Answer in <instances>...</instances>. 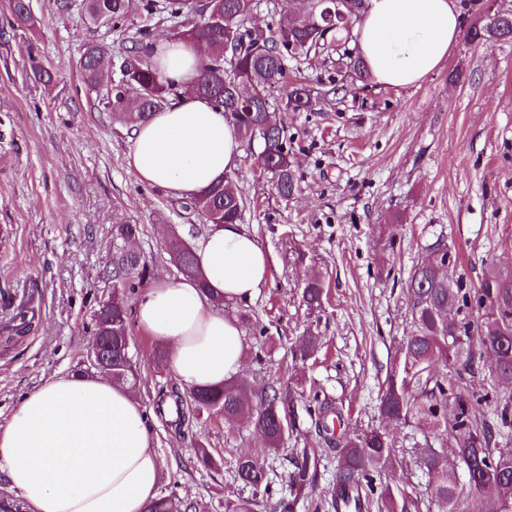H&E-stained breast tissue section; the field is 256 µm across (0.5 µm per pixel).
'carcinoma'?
Returning a JSON list of instances; mask_svg holds the SVG:
<instances>
[{"label":"carcinoma","mask_w":512,"mask_h":512,"mask_svg":"<svg viewBox=\"0 0 512 512\" xmlns=\"http://www.w3.org/2000/svg\"><path fill=\"white\" fill-rule=\"evenodd\" d=\"M139 4L147 24L126 48L125 68L112 82V94L102 99L104 110L114 120L134 125L160 112L180 94V87L168 79L152 60L155 18L171 21L179 27L171 31L175 38H189L205 47L199 62L196 93L224 109L236 125L244 143H258L260 169L271 175L278 195L284 199L294 195L297 182L294 162L288 149L284 128L270 112V90L285 82L287 57L308 56L334 43L346 44L349 31L334 26L318 15L315 20L285 13L270 36L244 27L252 0H86L90 19L103 12L114 28L119 27L134 4ZM13 11L19 25H33L28 0H15ZM489 15L482 25L467 30L471 42L512 39V22L492 32ZM107 57L100 44L86 45L79 67L85 83L95 88L103 78ZM342 67L353 81L371 79L359 56L342 53ZM313 105L312 89L301 82L291 84L283 102L285 110H306ZM183 208L197 213L205 224H235L242 220L244 201L231 181L217 183L202 195L183 203ZM165 247L185 277L196 275L195 255L185 249L184 239L168 237ZM444 258L427 259L416 265L408 278L407 299L413 330L402 346L403 364L390 372L380 388L379 412L397 420L412 418L441 436H450L456 456L463 465L466 481H460L455 465L444 452L435 448L418 449L416 464L429 476L427 499L438 503L443 512H464L465 499L479 504L485 499L498 501L500 512H512V448L495 450V432L479 421L475 409L489 400V393L469 389L462 376L474 361L470 342L478 339L479 347L500 337L507 342L501 351L500 368L491 373L487 384L496 392L501 406L500 421L512 428V266L491 263L479 284L468 286L461 280L450 281L442 269ZM104 275L112 281L114 292L98 303L92 314V336L112 342V365H125L119 371L121 384L136 385L137 367L126 361L130 338L131 308L128 296L145 287L150 271L142 257L117 246L112 249ZM310 308L319 307L323 283L313 276L301 293ZM458 379L448 380V370ZM209 398L197 400L191 389H173L159 393L157 413H174L171 425L176 430L186 418L184 403L199 414L213 408L224 409V420L236 422L247 416L261 433L268 448H281L293 428L291 408L293 394L268 386L260 391L240 379L222 388L206 390ZM318 433L321 441L336 452V484L331 500L322 503L329 512H420L421 500L410 493H394L389 488L376 492L375 482L399 464L394 453L395 437L366 429L360 433L339 435L331 431L343 424L339 406L328 400L315 399ZM320 455L315 448H305L294 459L290 474L291 500L279 503L283 512H293L296 502L308 497L318 481ZM238 479L259 489L266 473L258 459L251 455L238 458Z\"/></svg>","instance_id":"1"}]
</instances>
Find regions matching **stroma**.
<instances>
[{"label": "stroma", "instance_id": "obj_1", "mask_svg": "<svg viewBox=\"0 0 512 512\" xmlns=\"http://www.w3.org/2000/svg\"><path fill=\"white\" fill-rule=\"evenodd\" d=\"M35 30L20 27L11 0H0V425L44 379L82 368L92 339L91 314L112 292L103 269L112 255V227L136 224L133 246L151 284L179 280L164 240L176 230L198 245L210 227L177 199L136 181L127 166L131 131L114 122L88 89L79 60L89 43L120 57L142 24L131 12L123 27L92 22L82 0H29ZM305 0H253L246 28L275 30L283 12L308 11ZM335 50L288 62V74L316 88L311 109L280 107L287 86L271 91L285 127L298 188L277 195L260 171L256 149H244L231 179L245 200L242 224L265 250L269 277L249 300L226 305L249 313L239 375L255 388L291 390L296 425L284 447L267 449L248 420L228 423L200 414L183 433L155 412L163 385L176 384L157 366L156 342L132 327L129 355L139 369L136 397L144 407L162 466V493L225 512L230 500L272 512L288 499L292 458L315 430L313 397L342 404L346 425L396 436L401 465L391 488L424 496L427 477L415 451L442 447L415 421L386 422L377 409L380 383L402 361L412 330L405 283L436 243L454 257L450 278L475 285L488 263L512 264V42L459 37L448 59L419 84H347ZM54 76L35 77L34 64ZM320 275L326 297L309 308L307 278ZM38 300L34 329L8 331L25 291ZM319 345L301 357L299 337ZM215 463L197 465V446ZM258 455L267 489L237 478L236 461Z\"/></svg>", "mask_w": 512, "mask_h": 512}]
</instances>
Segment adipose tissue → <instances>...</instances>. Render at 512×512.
<instances>
[{
  "instance_id": "obj_1",
  "label": "adipose tissue",
  "mask_w": 512,
  "mask_h": 512,
  "mask_svg": "<svg viewBox=\"0 0 512 512\" xmlns=\"http://www.w3.org/2000/svg\"><path fill=\"white\" fill-rule=\"evenodd\" d=\"M461 16L455 0H371L359 25L361 56L378 83L409 86L443 63ZM184 90L170 108L132 129L127 165L135 179L175 198L199 196L237 167L243 143L221 110L187 90L197 44L156 45ZM198 278L163 282L136 306L140 329L168 347V368L186 387L222 385L244 357L238 320L217 306L252 298L268 258L241 225L210 231L195 250ZM0 473L26 512H147L162 470L143 408L129 386L96 375H59L25 396L0 425Z\"/></svg>"
}]
</instances>
